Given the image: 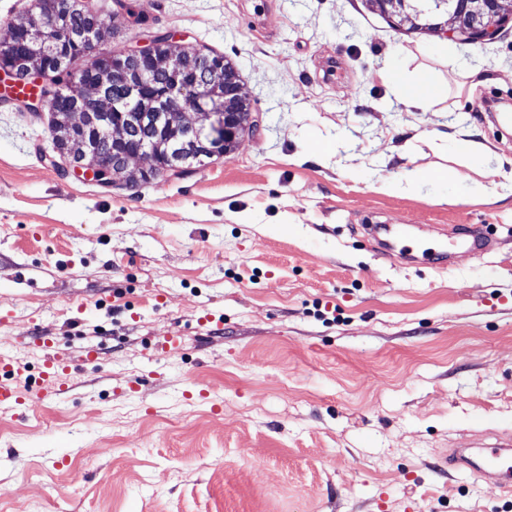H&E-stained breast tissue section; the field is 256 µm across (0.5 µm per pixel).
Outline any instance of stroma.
<instances>
[{
	"label": "stroma",
	"instance_id": "obj_1",
	"mask_svg": "<svg viewBox=\"0 0 512 512\" xmlns=\"http://www.w3.org/2000/svg\"><path fill=\"white\" fill-rule=\"evenodd\" d=\"M90 6L102 51L169 31L223 54L262 124L103 187L56 171L48 112L0 104V356L38 375L46 336L79 381L0 410V512H512L497 477L445 463L512 435V186L472 194L512 165V118L472 110L512 100V21L462 41L366 0ZM394 60L443 85L432 110L382 83ZM367 224L406 228L417 262ZM462 225L495 227L491 249L421 261Z\"/></svg>",
	"mask_w": 512,
	"mask_h": 512
}]
</instances>
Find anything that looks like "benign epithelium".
<instances>
[{
    "label": "benign epithelium",
    "mask_w": 512,
    "mask_h": 512,
    "mask_svg": "<svg viewBox=\"0 0 512 512\" xmlns=\"http://www.w3.org/2000/svg\"><path fill=\"white\" fill-rule=\"evenodd\" d=\"M481 4V18L477 25L468 31L458 26L453 0H433L436 9L443 11L448 19L440 30L458 39L491 40L498 36L505 20L489 9L493 0H478ZM92 13L89 0H55V8L48 9L44 0H37L36 12L28 17L24 30H12L11 41L0 43V62L10 63L18 44L27 43L31 47L55 50L59 65H65L70 56L62 53L61 39H67L81 51V55L91 56L99 52V34L103 25L96 22L87 28L75 31L69 27L73 14ZM177 41L169 34L153 37L148 44L134 49L113 51L110 57L99 58L101 67L100 86L88 87L81 81L77 70H72L71 82L81 86L78 94L63 90L77 111L104 123L102 131L95 137L71 143V138L58 141L57 151L67 160V171L112 185V170L127 169L130 161L148 158L152 161L149 169L141 171L140 179H151L171 172L192 169L214 157L219 158L233 150L237 141L246 133H254L261 127V116L257 113H243L241 106L246 104L237 77L224 74V90H213L208 95L200 94L197 84L190 83L180 76L182 56L176 52ZM148 64V72L167 75L168 82L162 87L160 100L162 108L150 115L136 119L109 120V116L124 111L121 102L135 100L151 86L150 78L140 69L141 63ZM113 83L123 88L120 97L103 93V85ZM179 112L183 116L196 112H207L213 116L209 127L203 128L190 121L181 138L168 145L166 163L158 161V146L150 127H158L170 121V113ZM112 145V160L102 159L104 146Z\"/></svg>",
    "instance_id": "7a95c632"
}]
</instances>
